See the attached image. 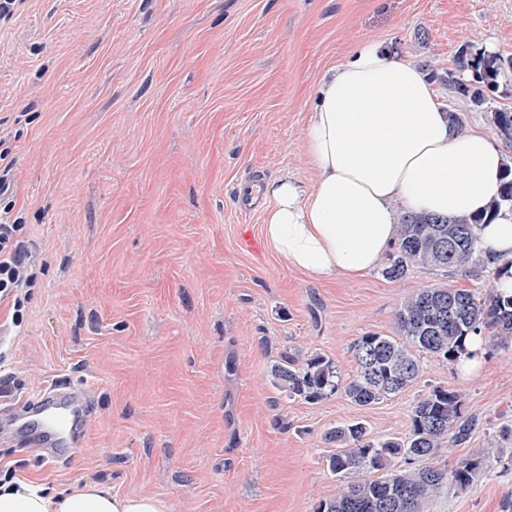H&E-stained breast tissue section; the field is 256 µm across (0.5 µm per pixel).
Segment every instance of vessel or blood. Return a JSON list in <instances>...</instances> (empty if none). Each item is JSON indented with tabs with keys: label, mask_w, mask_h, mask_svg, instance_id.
Instances as JSON below:
<instances>
[{
	"label": "vessel or blood",
	"mask_w": 512,
	"mask_h": 512,
	"mask_svg": "<svg viewBox=\"0 0 512 512\" xmlns=\"http://www.w3.org/2000/svg\"><path fill=\"white\" fill-rule=\"evenodd\" d=\"M237 196L242 214L253 215L260 211L262 198L258 180L242 181ZM93 397L88 386L66 382L43 388L9 405L0 403V444L10 445L18 436L29 434L35 450L59 453L66 436L87 423Z\"/></svg>",
	"instance_id": "vessel-or-blood-1"
}]
</instances>
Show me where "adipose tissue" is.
I'll use <instances>...</instances> for the list:
<instances>
[{
  "label": "adipose tissue",
  "mask_w": 512,
  "mask_h": 512,
  "mask_svg": "<svg viewBox=\"0 0 512 512\" xmlns=\"http://www.w3.org/2000/svg\"><path fill=\"white\" fill-rule=\"evenodd\" d=\"M303 149L316 173L311 186L281 178L263 188L264 237L291 267L317 280L355 279L393 245L399 212L480 216L478 249L499 258L496 285L512 294V208H490L512 160L485 130L453 134L415 63L367 42L328 69ZM0 512H167V505L94 481L50 494L16 480L0 484Z\"/></svg>",
  "instance_id": "ef3b65f1"
}]
</instances>
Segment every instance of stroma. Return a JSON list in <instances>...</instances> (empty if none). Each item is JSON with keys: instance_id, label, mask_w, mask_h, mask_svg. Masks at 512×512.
<instances>
[{"instance_id": "obj_1", "label": "stroma", "mask_w": 512, "mask_h": 512, "mask_svg": "<svg viewBox=\"0 0 512 512\" xmlns=\"http://www.w3.org/2000/svg\"><path fill=\"white\" fill-rule=\"evenodd\" d=\"M369 41L443 71L464 47L512 57V0H20L0 28V143L41 270L7 369L23 394L72 380L95 402L71 464L0 446V468L168 512H313L339 489L329 428L403 437L417 396L444 386L476 418L452 458L499 452L429 512H512V347L490 346L471 375L426 358L420 380L365 407L266 379L296 349L354 373L355 339L392 334L399 300L447 278L319 282L242 244L263 217L238 211L236 183H313L315 87Z\"/></svg>"}]
</instances>
